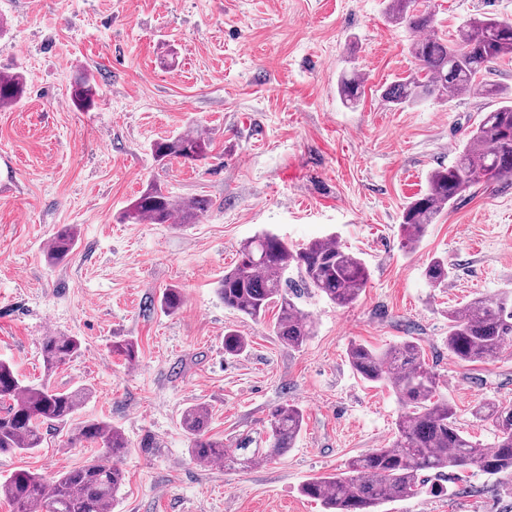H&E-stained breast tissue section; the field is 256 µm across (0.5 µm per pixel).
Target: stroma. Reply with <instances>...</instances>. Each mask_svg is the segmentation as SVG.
Returning a JSON list of instances; mask_svg holds the SVG:
<instances>
[{"instance_id":"35a3bbf8","label":"stroma","mask_w":512,"mask_h":512,"mask_svg":"<svg viewBox=\"0 0 512 512\" xmlns=\"http://www.w3.org/2000/svg\"><path fill=\"white\" fill-rule=\"evenodd\" d=\"M442 32L471 18L512 20V0H420ZM383 0H0L8 33L0 70L21 71L27 94L0 109V360L26 384L89 389L68 426L41 448L0 455V481L17 469L52 479L104 458L72 446V428L103 420L129 446L112 512H323L302 495L312 476L389 444L400 413L386 387L363 380L347 351L422 345L457 423L483 444L492 431L471 412L483 399L512 407V344L463 364L444 344L448 312L512 289V181L464 191L416 249L399 224L429 173L448 166L486 99L465 95L395 106L384 89L416 67L415 35L387 20ZM362 75L356 105L339 74ZM93 78V108L70 99L77 74ZM212 141L205 162H156L151 146L187 128ZM204 199L195 224H125L148 184ZM77 225L68 259L48 265L53 234ZM268 231L300 247L335 237L370 271L352 304L305 290L315 324L299 348L227 308L216 288L244 241ZM435 256L452 272L441 288L422 276ZM184 303L163 312L164 289ZM233 329L246 351L224 353ZM75 336L81 350L46 373L40 342ZM138 346L136 362L114 352ZM301 407L302 430L284 456L250 468L197 464L180 418L209 411L211 435L267 447L271 410ZM379 512H512V478L475 468L428 478L422 492Z\"/></svg>"}]
</instances>
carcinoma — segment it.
I'll return each mask as SVG.
<instances>
[{"label": "carcinoma", "instance_id": "obj_1", "mask_svg": "<svg viewBox=\"0 0 512 512\" xmlns=\"http://www.w3.org/2000/svg\"><path fill=\"white\" fill-rule=\"evenodd\" d=\"M415 0H388L387 19L406 25L416 38L410 53L418 72L387 87L383 97L394 105L422 98L449 101L473 93L494 102L470 131L456 162L433 170L426 189L404 207L400 227L407 244L414 247L428 225L465 190L481 184L512 180V97L484 79L490 64L512 58V22L493 16L472 18L449 38L438 31L434 14L417 11ZM361 81L353 72L341 76L338 93L345 103L356 101ZM26 93L22 75L0 72V107L18 105ZM97 90L87 79L72 86L71 100L81 109L91 107ZM211 140L195 128L154 144L158 161L172 158L202 161L208 158ZM203 200H178L151 184L122 214L129 224L172 223L178 211L181 223L194 224L206 212ZM78 229L66 225L53 236L48 260L60 263L74 251ZM296 271L297 278L288 276ZM448 259L434 257L424 268L427 283L438 288L448 282ZM370 272L366 264L336 242L314 240L300 248L288 246L278 235L265 232L243 243L234 269L218 282L224 306L257 320L278 308L273 331L292 348L301 347L313 335V325L300 309L296 288H312L330 302L353 303L366 288ZM182 293L167 288L161 297L169 313L179 311ZM512 342V290L494 297L479 296L448 313V352L461 363L497 358ZM246 339L235 330L224 332V352L239 355ZM81 350L75 336H45L41 354L51 373L70 362ZM352 369L364 380L382 383L394 391L401 407L396 435L386 448H376L351 460L346 471L312 477L301 493L321 503L324 512H378L379 506L419 493L426 474L475 467L497 477L512 476V408L486 399L472 412L475 421L489 427L496 441L487 447L457 427L456 411L439 389L436 374L427 366L424 349L403 341L385 349L353 343L348 352ZM88 397V390H56L47 382L25 385L14 367L0 361V454L31 451L41 446L44 430L68 422ZM209 416L203 406L187 408L181 424L188 435L189 454L199 463L216 458L224 466H250L285 455L301 431L303 412L295 404H281L270 412L268 448H227L207 434ZM97 444L107 457H118L129 447L122 431L105 421L91 420L75 428L70 443ZM123 472L112 462L92 460L81 468L62 473L47 482L28 471L17 470L0 483V497L15 512H112Z\"/></svg>", "mask_w": 512, "mask_h": 512}]
</instances>
